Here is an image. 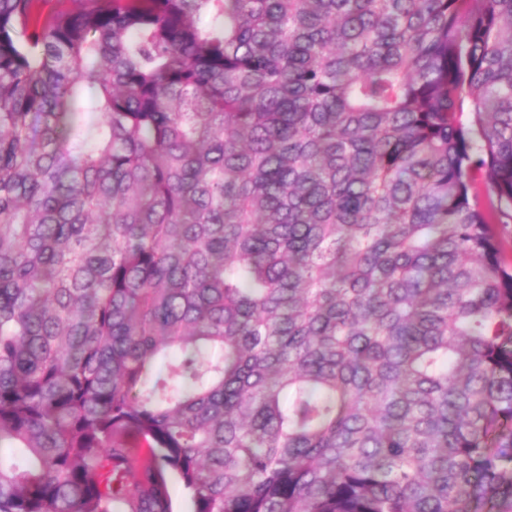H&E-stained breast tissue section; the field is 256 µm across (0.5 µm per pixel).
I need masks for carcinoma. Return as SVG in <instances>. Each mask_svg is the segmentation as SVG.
Listing matches in <instances>:
<instances>
[{
  "mask_svg": "<svg viewBox=\"0 0 512 512\" xmlns=\"http://www.w3.org/2000/svg\"><path fill=\"white\" fill-rule=\"evenodd\" d=\"M0 0V512H512V0Z\"/></svg>",
  "mask_w": 512,
  "mask_h": 512,
  "instance_id": "cac0c4a2",
  "label": "carcinoma"
}]
</instances>
